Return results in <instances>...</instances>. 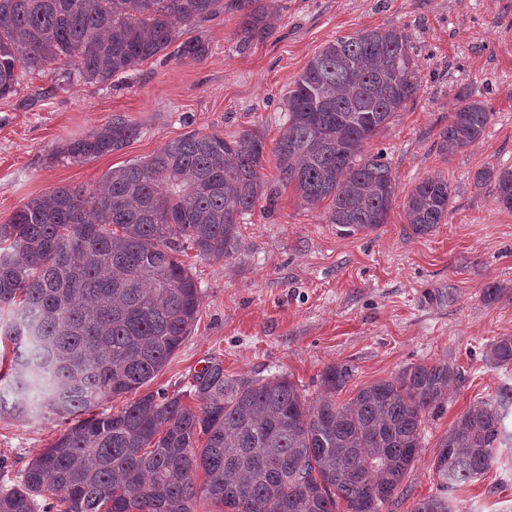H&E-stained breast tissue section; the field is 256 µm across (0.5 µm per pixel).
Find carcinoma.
<instances>
[{"mask_svg":"<svg viewBox=\"0 0 512 512\" xmlns=\"http://www.w3.org/2000/svg\"><path fill=\"white\" fill-rule=\"evenodd\" d=\"M221 0H0V98L18 92L17 69L62 63L106 84L177 46L202 59L209 47L185 28L215 15ZM238 42L270 36L271 0H243ZM407 34L379 28L338 37L314 56L286 97L287 127L271 148L280 181L309 208L328 204V223L347 235L376 231L396 191L381 152L364 147L417 91ZM491 112L457 95L441 150L452 155L484 134ZM138 133L114 119L60 155L74 162L121 149ZM264 137L193 133L147 160L112 168L97 187L60 186L25 202L0 224V337L12 345L0 416L45 413L68 427L26 466L18 487L0 488V512H198L199 501L227 512H380L417 459L426 412L448 396L459 370L414 363L336 404L350 376L331 365L313 399L290 379L224 375L212 362L194 376L193 399L148 392L121 412L100 401L137 392L182 346L201 291L178 256L215 261L241 253L240 219L277 189L261 177ZM512 209V167L483 169ZM448 180L427 177L405 202L417 235L448 215ZM512 367V336L485 354ZM512 388L458 417L434 462L444 491L489 469L512 442L505 419ZM202 444L197 449L195 445ZM203 485L194 482L197 470ZM47 494L55 501L40 503ZM413 512H451L441 495Z\"/></svg>","mask_w":512,"mask_h":512,"instance_id":"carcinoma-1","label":"carcinoma"}]
</instances>
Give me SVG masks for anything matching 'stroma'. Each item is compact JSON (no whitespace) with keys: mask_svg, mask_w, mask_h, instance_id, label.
<instances>
[{"mask_svg":"<svg viewBox=\"0 0 512 512\" xmlns=\"http://www.w3.org/2000/svg\"><path fill=\"white\" fill-rule=\"evenodd\" d=\"M237 2L222 0L217 16L190 26L189 36L210 47L201 60L163 53L106 85L57 86L51 65L23 72L18 92L0 99V224L37 195L96 185L107 170L191 132L256 130L274 144L289 89L327 42L376 28L407 34L417 93L366 146L383 152L396 183L385 224L339 233L326 208L308 209L290 186L274 207L258 202L241 222L236 259L183 254L202 290L197 321L146 388L186 391L219 361L231 377L287 375L313 397L321 373L336 364L350 371L336 395L343 404L411 364L450 363L460 379L427 413L418 459L381 510L413 512L440 492L434 461L454 421L512 386V368L485 360L489 344L512 336V210L499 204L494 183H474L481 169L512 167V0H274V32L244 50ZM463 90L485 103L491 120L478 143L450 156L439 134ZM115 118L138 128L122 149L77 163L57 158L66 143ZM431 176L445 178L452 197L443 224L420 236L404 203ZM491 285L505 293L489 303L483 292ZM64 427L53 415L1 416L0 485H19ZM445 494L453 512H512V447Z\"/></svg>","mask_w":512,"mask_h":512,"instance_id":"35a3bbf8","label":"stroma"}]
</instances>
